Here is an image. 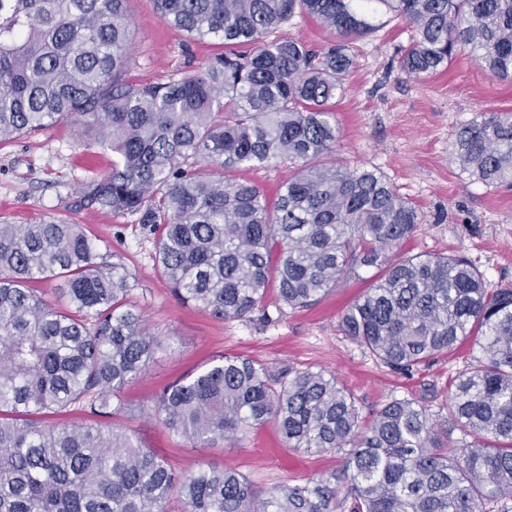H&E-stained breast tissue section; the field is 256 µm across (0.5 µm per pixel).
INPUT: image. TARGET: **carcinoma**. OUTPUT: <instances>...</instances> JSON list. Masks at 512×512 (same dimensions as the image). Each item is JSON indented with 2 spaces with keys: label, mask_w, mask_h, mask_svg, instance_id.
<instances>
[{
  "label": "carcinoma",
  "mask_w": 512,
  "mask_h": 512,
  "mask_svg": "<svg viewBox=\"0 0 512 512\" xmlns=\"http://www.w3.org/2000/svg\"><path fill=\"white\" fill-rule=\"evenodd\" d=\"M128 0H0V143L62 120L115 155L80 202L160 231L158 268L175 297L224 320L257 310L270 286L291 309L317 304L358 266L384 272L340 327L382 363L411 370L470 336L481 356L450 386L448 415L392 398L361 419L322 370L273 373L224 356L166 388L155 413L193 447L276 424L291 448L349 449L331 475L256 496L242 473L185 475L105 419L163 343L129 307L128 275L62 218L0 224V512H509L512 500V283L469 260L386 261L420 223L376 168L336 158L335 99L349 43L383 5L406 24L400 68L431 76L464 53L512 80V0H157L165 22L224 52L160 85L126 81ZM334 40L315 49L271 34L295 15ZM248 45L242 52L239 47ZM459 167L512 189V110L454 132ZM297 162L275 201L236 177L278 157ZM60 280L71 309L29 287ZM82 410L87 422L47 424ZM472 438L457 453L454 431ZM346 484L341 493L339 482Z\"/></svg>",
  "instance_id": "cac0c4a2"
}]
</instances>
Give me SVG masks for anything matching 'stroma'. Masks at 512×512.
<instances>
[{"instance_id": "1", "label": "stroma", "mask_w": 512, "mask_h": 512, "mask_svg": "<svg viewBox=\"0 0 512 512\" xmlns=\"http://www.w3.org/2000/svg\"><path fill=\"white\" fill-rule=\"evenodd\" d=\"M133 29L126 78L135 84L168 82L196 71L221 53L220 45L196 42L160 17L154 0H129ZM376 29L353 41L355 65L336 103L337 155L353 166L382 171L419 208L422 222L389 259L413 254L461 256L491 282L512 283V190L471 179L455 162L452 135L477 113L512 109V82L491 78L461 57L444 72L414 77L399 68L408 43L403 23L384 9L369 14ZM113 156L86 147L78 128L60 122L0 145V222L26 224L60 216L117 255L129 275L127 302L140 312L165 347L142 376L120 393L118 425L135 431L142 445L190 474L201 466L236 469L259 497L284 484L340 472L343 453L286 447L273 424L250 430L240 442L210 448L185 444L156 418L164 388L204 370L221 356H243L272 371L286 367L324 370L352 392L360 415L371 419L387 400L415 399L446 416L448 387L480 348L475 339L410 371H395L340 328L342 313L369 287L376 270L345 272L315 306H282L269 289L262 307L224 321L180 303L156 261L158 233L133 216H116L81 205L79 188L89 174L112 169Z\"/></svg>"}]
</instances>
